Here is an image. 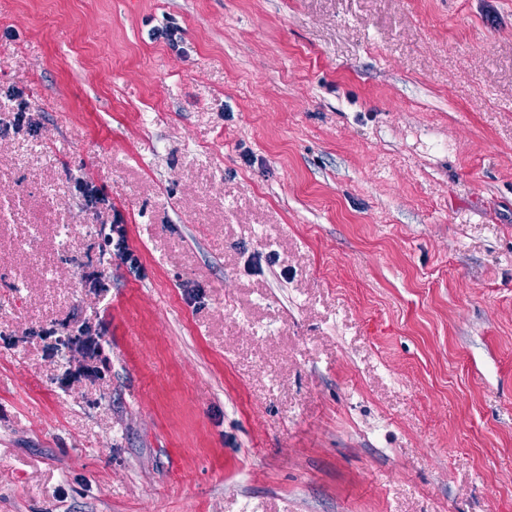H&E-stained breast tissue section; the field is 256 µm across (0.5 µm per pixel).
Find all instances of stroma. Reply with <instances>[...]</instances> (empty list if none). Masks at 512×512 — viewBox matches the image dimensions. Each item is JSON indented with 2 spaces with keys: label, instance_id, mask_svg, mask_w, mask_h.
<instances>
[{
  "label": "stroma",
  "instance_id": "35a3bbf8",
  "mask_svg": "<svg viewBox=\"0 0 512 512\" xmlns=\"http://www.w3.org/2000/svg\"><path fill=\"white\" fill-rule=\"evenodd\" d=\"M5 29L0 512H512V0ZM85 322L109 363L58 385ZM74 188L82 194L88 209L96 213L100 212L102 209H111L112 204L109 199L92 185H89L81 179H77ZM114 234L116 235V239L112 236ZM112 244L115 247V250L121 253L125 263L130 264V268H139V259L133 251L129 249L123 227L117 224H113V226L112 224L110 225L109 232L105 233L103 243L99 245V247L101 250L103 247H108L112 250Z\"/></svg>",
  "mask_w": 512,
  "mask_h": 512
}]
</instances>
